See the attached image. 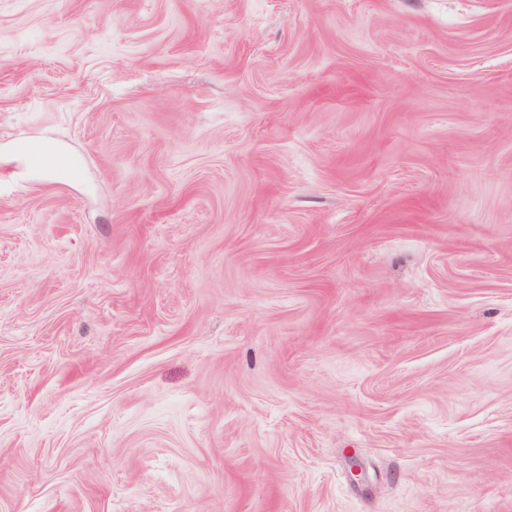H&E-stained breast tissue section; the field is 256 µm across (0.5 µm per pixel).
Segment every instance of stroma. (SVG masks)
<instances>
[{
  "instance_id": "35a3bbf8",
  "label": "stroma",
  "mask_w": 512,
  "mask_h": 512,
  "mask_svg": "<svg viewBox=\"0 0 512 512\" xmlns=\"http://www.w3.org/2000/svg\"><path fill=\"white\" fill-rule=\"evenodd\" d=\"M0 512H512V0H0ZM20 168H37L41 166L49 152L46 145L34 141H26L17 151Z\"/></svg>"
}]
</instances>
